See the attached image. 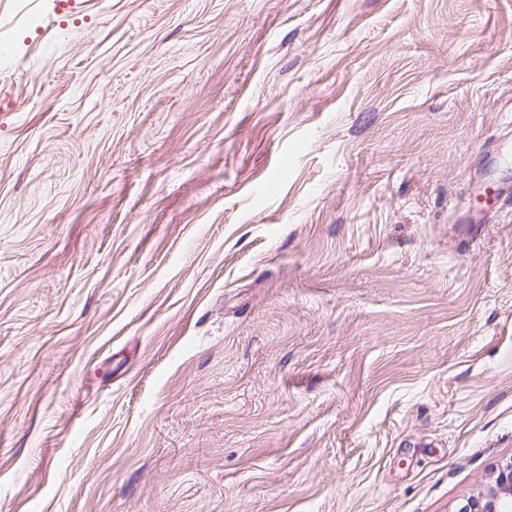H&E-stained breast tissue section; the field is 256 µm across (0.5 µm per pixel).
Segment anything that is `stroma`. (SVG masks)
<instances>
[{
    "label": "stroma",
    "instance_id": "obj_1",
    "mask_svg": "<svg viewBox=\"0 0 512 512\" xmlns=\"http://www.w3.org/2000/svg\"><path fill=\"white\" fill-rule=\"evenodd\" d=\"M0 0V512H455L512 457V0Z\"/></svg>",
    "mask_w": 512,
    "mask_h": 512
}]
</instances>
